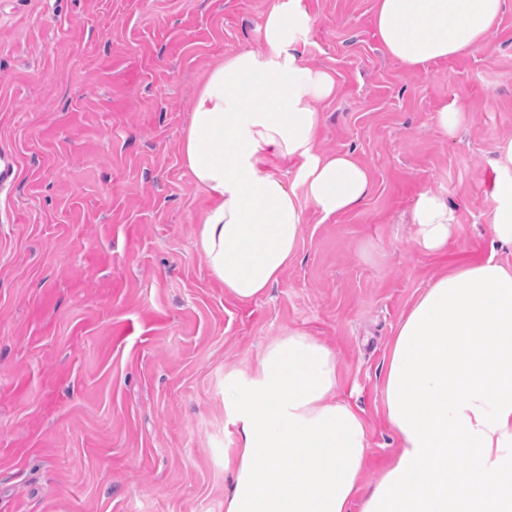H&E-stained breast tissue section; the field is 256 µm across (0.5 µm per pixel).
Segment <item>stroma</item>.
Here are the masks:
<instances>
[{"mask_svg":"<svg viewBox=\"0 0 512 512\" xmlns=\"http://www.w3.org/2000/svg\"><path fill=\"white\" fill-rule=\"evenodd\" d=\"M274 2L0 0V149L19 168L0 187V512H224L238 438L224 378L292 329L336 354L370 487L397 448L389 343L443 263L412 245L418 194L455 211L447 260L512 265L487 221L512 137V0L487 49L420 70L385 52L375 0H302L303 61L336 80L317 149L352 153L373 189L336 216L304 206L297 258L266 295H225L180 143L199 87L261 49Z\"/></svg>","mask_w":512,"mask_h":512,"instance_id":"obj_1","label":"stroma"}]
</instances>
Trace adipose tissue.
I'll list each match as a JSON object with an SVG mask.
<instances>
[{
  "instance_id": "obj_1",
  "label": "adipose tissue",
  "mask_w": 512,
  "mask_h": 512,
  "mask_svg": "<svg viewBox=\"0 0 512 512\" xmlns=\"http://www.w3.org/2000/svg\"><path fill=\"white\" fill-rule=\"evenodd\" d=\"M501 11L502 0H376L375 26L387 54L417 69L485 49ZM310 22L302 0H276L263 51L214 67L183 133L184 166L211 199L197 246L240 302L264 296L295 259L301 201L328 217L371 191L352 154L316 150L315 104L335 79L301 61ZM496 154L488 222L512 247V138ZM282 162L297 163L295 179ZM410 222L420 251L447 254L455 214L444 197L420 193ZM338 385L335 353L303 329L269 343L249 375L229 376L224 406L239 429L224 512H350L356 501L360 512H512V266H446L400 322L383 383L397 449L364 493L367 428ZM452 448L464 465H449Z\"/></svg>"
}]
</instances>
